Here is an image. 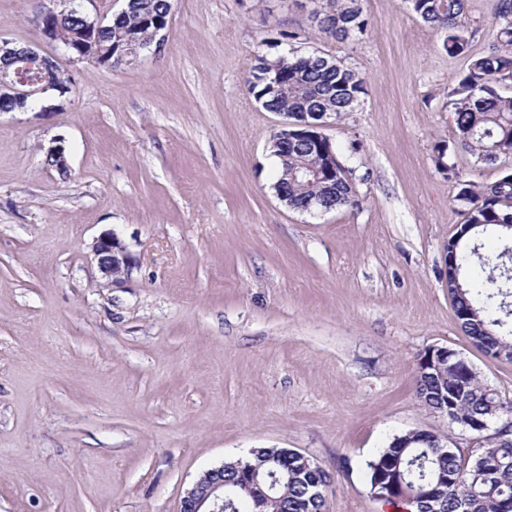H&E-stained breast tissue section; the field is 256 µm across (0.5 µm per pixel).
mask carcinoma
Segmentation results:
<instances>
[{
  "mask_svg": "<svg viewBox=\"0 0 512 512\" xmlns=\"http://www.w3.org/2000/svg\"><path fill=\"white\" fill-rule=\"evenodd\" d=\"M411 11L423 22L440 31L441 47L450 55L467 57L465 70L453 89L454 124L461 144L477 161L495 165L512 156V96L499 93L512 87V0H494V41L492 49L481 55L469 53L470 37L466 20V0H408ZM311 17L319 29L330 37L345 40L362 31L366 20L356 0H311ZM171 0H133L128 12L112 17L99 34L104 47L118 51L128 44H149L155 31L169 24ZM249 93L262 102L269 112H286L288 118L301 123L313 119L315 112H330L339 119L352 112L367 93L365 78L335 57L313 51L302 55H282L270 61L256 58L248 81ZM278 159L275 192L288 200V207L301 212L307 207L321 211L338 210L357 204L353 168L336 161L337 150L327 151L308 142L288 151V160L280 159L278 145H269ZM301 166L310 174L304 181L292 179L293 170ZM455 179V198L465 206V223L470 235H497L512 230V171L504 172L490 185L466 180L446 168ZM501 252L483 254L480 247L467 248L463 237L455 241V263L459 282L466 288L454 292L453 305L464 331L492 357L512 354V330L503 335L495 328L505 322L494 317L493 299L509 295L501 289L512 281V268ZM457 389L462 397L449 403L445 394ZM417 398L428 408L445 414L448 423L463 429L480 419L489 422L504 410L512 414V404L502 402L497 392L483 383L477 372L462 373L444 365L439 370L416 372ZM420 431L393 437L368 462L370 490L389 503L404 500L416 512H512V466L500 467L490 484L476 479L479 467L497 457L512 458V433L501 430L482 437L475 455L461 448H450L451 439L432 434L433 447L417 442ZM273 448H260L246 461L224 463L228 481L239 478L242 468L264 474ZM398 467L403 473V492L385 491L388 470ZM330 474L311 460L288 454V482L277 486L269 497L256 499V507H248L235 499L226 506L228 512H323L324 499L314 495L313 486L329 483Z\"/></svg>",
  "mask_w": 512,
  "mask_h": 512,
  "instance_id": "carcinoma-1",
  "label": "carcinoma"
}]
</instances>
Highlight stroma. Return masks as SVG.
<instances>
[{"mask_svg": "<svg viewBox=\"0 0 512 512\" xmlns=\"http://www.w3.org/2000/svg\"><path fill=\"white\" fill-rule=\"evenodd\" d=\"M161 55L74 61L36 24L54 0H0V37L36 44L73 79L0 114V512H179L203 471L290 448L329 472L323 512H383L368 462L413 430L465 431L415 394L429 347L460 353L512 402V361L486 356L448 294L465 216L438 148L493 183L450 92L466 67L406 0H362L338 41L310 0H171ZM493 0H468L489 51ZM293 31L295 44L282 41ZM320 51L367 93L321 132L353 158L358 204L310 215L272 188L282 123L248 91L256 57ZM63 139L67 176L46 163ZM133 259L106 287L92 252ZM92 251L108 283L112 286L123 284L131 269V258L121 241L111 233H104L97 238Z\"/></svg>", "mask_w": 512, "mask_h": 512, "instance_id": "stroma-1", "label": "stroma"}]
</instances>
